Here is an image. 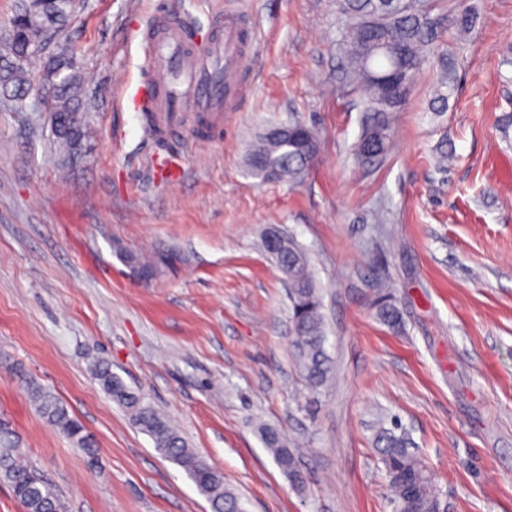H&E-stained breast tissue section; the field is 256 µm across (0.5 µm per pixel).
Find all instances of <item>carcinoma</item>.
<instances>
[{
    "mask_svg": "<svg viewBox=\"0 0 512 512\" xmlns=\"http://www.w3.org/2000/svg\"><path fill=\"white\" fill-rule=\"evenodd\" d=\"M349 22L343 33L347 63L345 80L362 96L367 112L365 127L355 144L354 154L359 163L373 165L386 154L391 140L392 114L404 102L390 103L381 86L371 74L395 65L389 55L372 57L371 48L377 41L400 48L408 64L420 71L429 59L430 50L437 43V24L425 15L401 14L394 11L392 0H344ZM74 15L72 0H46L43 8L21 25H12L8 45L0 50V101L18 110L25 109L24 89L29 82V65L40 55L41 49L26 45L25 31L41 30L46 39L60 36ZM66 74L58 83L46 107L51 115L63 118L61 136L56 138L58 149L71 155L86 147L85 103L87 83L70 61L64 60ZM320 150L315 131L309 133L308 148L293 141H258L251 152L265 158L266 169H253L251 176L267 180L265 170L275 172V179L295 183L308 169ZM264 251L288 277L291 298L293 345L299 350L301 368L310 387L320 388L330 374L329 358L325 350L326 331L320 292L309 270L306 253L293 241L274 248L268 237H263ZM142 280L152 279L162 265H168L170 256L160 254L148 259L124 255ZM377 316L389 325L399 320V312L386 295L376 301ZM94 375L112 400L125 408L133 425L147 435L154 447L171 462L181 467L208 500L211 512H244L238 496L228 488L224 472L207 464L188 448L178 430L151 404L130 390L112 373L104 361L94 365ZM31 400L41 417L58 429L76 447L83 450L90 464L98 462L99 452L83 426L70 417L67 409L48 389L34 385L29 390ZM264 442L275 463L294 485L305 484L304 472L298 465V454L288 447L280 434L268 427L262 428ZM398 424L379 429L376 435L377 452L384 466L393 512H447L433 474L424 461L410 448ZM0 482L8 484L13 495L23 504L25 512H64V505L55 488L39 469L22 460L20 437L13 425L0 420Z\"/></svg>",
    "mask_w": 512,
    "mask_h": 512,
    "instance_id": "carcinoma-1",
    "label": "carcinoma"
}]
</instances>
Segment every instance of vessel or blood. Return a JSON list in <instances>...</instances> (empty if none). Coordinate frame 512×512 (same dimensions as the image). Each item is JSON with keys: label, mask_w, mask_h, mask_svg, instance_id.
Wrapping results in <instances>:
<instances>
[{"label": "vessel or blood", "mask_w": 512, "mask_h": 512, "mask_svg": "<svg viewBox=\"0 0 512 512\" xmlns=\"http://www.w3.org/2000/svg\"><path fill=\"white\" fill-rule=\"evenodd\" d=\"M216 27L218 37L203 53L189 41L179 17L162 10L151 17L142 46L152 94L140 103L153 114L160 131L189 126L200 113L214 127H222L225 113L243 96L240 73L247 61L241 46L248 34L233 13L219 17Z\"/></svg>", "instance_id": "b4317fda"}]
</instances>
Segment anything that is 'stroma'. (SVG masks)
<instances>
[{"label":"stroma","instance_id":"obj_1","mask_svg":"<svg viewBox=\"0 0 512 512\" xmlns=\"http://www.w3.org/2000/svg\"><path fill=\"white\" fill-rule=\"evenodd\" d=\"M210 35L234 10L250 40L248 90L219 138L183 133L166 166L125 86L143 64L155 0H84L57 45L88 80L87 150L55 147L44 107L0 103V417L67 512H211L96 380L115 375L223 470L245 512H393L375 452L399 422L448 512H512V0H425L444 22L454 75L436 110L429 60L386 156L357 162L365 122L343 81L336 0H167ZM289 120L314 128L316 161L295 184L251 176V145ZM455 159L440 168L441 145ZM277 228L310 258L332 372L310 388L290 333L284 276L260 248ZM174 254L151 280L119 250ZM401 314L389 326L374 302ZM54 392L100 464L37 413ZM301 452L304 487L261 430Z\"/></svg>","mask_w":512,"mask_h":512}]
</instances>
